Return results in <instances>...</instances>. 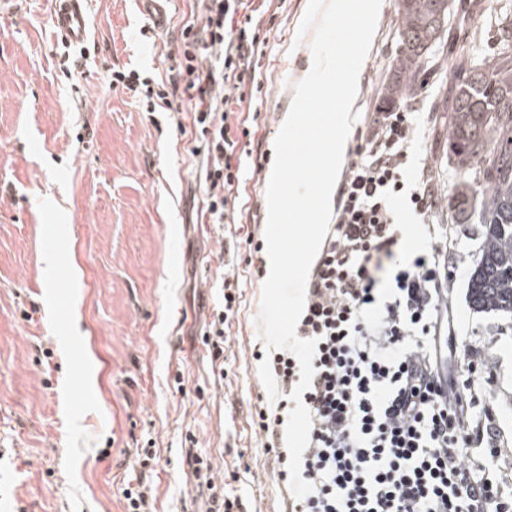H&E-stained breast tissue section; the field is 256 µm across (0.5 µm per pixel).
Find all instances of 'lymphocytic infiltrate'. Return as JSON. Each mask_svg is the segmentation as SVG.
Returning a JSON list of instances; mask_svg holds the SVG:
<instances>
[{
  "label": "lymphocytic infiltrate",
  "instance_id": "f902f5d3",
  "mask_svg": "<svg viewBox=\"0 0 512 512\" xmlns=\"http://www.w3.org/2000/svg\"><path fill=\"white\" fill-rule=\"evenodd\" d=\"M197 6L202 22L182 31L177 69L204 140V217L222 224L234 214L240 182L230 118L262 91L269 35L258 0ZM111 82L145 111L173 108L161 77L115 70ZM420 121L416 112L366 113L348 151L296 329L317 342L315 375L302 394L312 427L301 476L315 490L301 500L287 496L283 512H512L502 483L470 456L476 448L494 459L504 454L493 406L474 412L471 398L444 375L457 241L440 221L441 183L430 160L409 167ZM404 210L421 238L410 251L399 220ZM254 358L270 360L281 393L256 410L254 423L286 486L284 435L299 365L282 350ZM191 472L209 492L207 512H238V498L215 482L207 459L194 456Z\"/></svg>",
  "mask_w": 512,
  "mask_h": 512
}]
</instances>
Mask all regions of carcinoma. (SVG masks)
Wrapping results in <instances>:
<instances>
[{"instance_id": "1", "label": "carcinoma", "mask_w": 512, "mask_h": 512, "mask_svg": "<svg viewBox=\"0 0 512 512\" xmlns=\"http://www.w3.org/2000/svg\"><path fill=\"white\" fill-rule=\"evenodd\" d=\"M399 47L382 89L397 107L416 98L440 63L432 53L447 43L453 0H395ZM512 23L502 22L491 60L459 53L448 74V157L463 174L453 202L457 215L479 207L483 243L470 270L467 300L476 312L512 316Z\"/></svg>"}]
</instances>
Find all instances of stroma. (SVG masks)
I'll use <instances>...</instances> for the list:
<instances>
[{
	"label": "stroma",
	"mask_w": 512,
	"mask_h": 512,
	"mask_svg": "<svg viewBox=\"0 0 512 512\" xmlns=\"http://www.w3.org/2000/svg\"><path fill=\"white\" fill-rule=\"evenodd\" d=\"M482 3L412 103L434 115L417 154L451 190L460 174L448 159L443 71L461 49L487 56L489 37L512 18V0ZM307 6L270 5L232 225L197 221L203 187L192 150L201 138L187 97L176 98L175 119L110 85L115 69L171 77L168 51L195 20L196 0H169L159 27L137 0H87L90 33L65 68L49 0H11L0 11V512H122L121 490L139 473L135 451L149 444L156 512H204L207 491L188 478L192 451L238 497L239 512H281L277 462L252 420L267 395L252 357L267 273L250 259L264 240L274 141L312 58L309 40L296 38ZM397 33L394 0H381L353 112L376 110ZM452 229V344L469 340L481 352L499 438L512 444V317L469 308L483 227L472 217ZM227 274L239 311L219 364L204 331Z\"/></svg>",
	"instance_id": "stroma-1"
}]
</instances>
